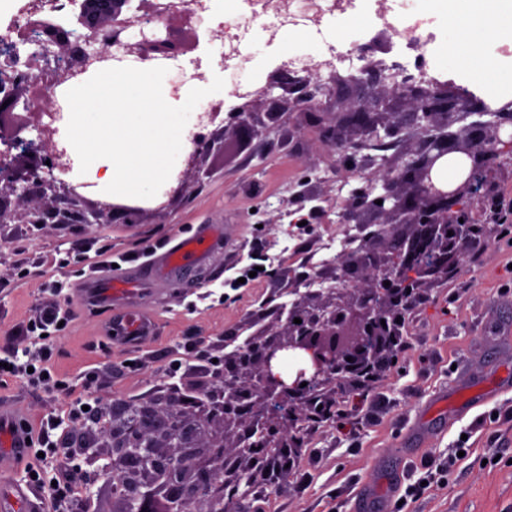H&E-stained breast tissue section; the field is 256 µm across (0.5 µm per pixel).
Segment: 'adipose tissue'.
<instances>
[{"label":"adipose tissue","instance_id":"1","mask_svg":"<svg viewBox=\"0 0 512 512\" xmlns=\"http://www.w3.org/2000/svg\"><path fill=\"white\" fill-rule=\"evenodd\" d=\"M410 10L427 13H447L448 17H464V26L449 24L447 45L433 58L435 68L454 71L462 65L465 56L480 58L482 67L469 78L479 85L489 100L504 94V86L512 76L503 63L486 50L487 39L512 43V10L503 9L501 0H408Z\"/></svg>","mask_w":512,"mask_h":512}]
</instances>
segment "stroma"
I'll list each match as a JSON object with an SVG mask.
<instances>
[{
    "instance_id": "35a3bbf8",
    "label": "stroma",
    "mask_w": 512,
    "mask_h": 512,
    "mask_svg": "<svg viewBox=\"0 0 512 512\" xmlns=\"http://www.w3.org/2000/svg\"><path fill=\"white\" fill-rule=\"evenodd\" d=\"M230 127L226 112L195 123L211 149L183 155L184 189L167 181L139 200L134 219L25 223L23 213L43 206L88 213L107 199L128 204L75 166L66 179L87 182L82 198L45 187L12 200V218L0 223V350L20 358L37 350L31 322L41 309L62 306L67 320L48 343L47 368L71 388L59 395L7 378L0 395L24 407L34 442L65 449L57 476L94 481L96 512H117L119 504L109 477L80 471L68 449L79 432L70 412L86 393L135 406L175 390L201 391L214 368L199 350L223 359L226 339L252 320L282 332L276 308L290 289L312 277L338 278L328 243L370 231L342 223L335 206L337 197L365 186L364 176L339 151L319 148L311 128L283 119L246 145ZM303 180L315 200L295 199ZM303 215L308 224L296 225ZM202 224L221 229L210 258L173 270L165 293L148 296L154 271L142 264L146 249L171 246ZM491 232V244L476 241L456 271L423 281L413 310L403 313L395 363L354 400L338 399L340 417L308 430L287 475L260 485L250 505L269 497L277 512H512V232L502 224ZM255 257L286 267V277L226 286ZM117 265L141 282L128 304L94 305L74 295L76 284ZM127 309L154 320L142 344L112 337ZM418 419L432 433L415 442L408 430ZM369 484L393 489L399 506L364 499Z\"/></svg>"
}]
</instances>
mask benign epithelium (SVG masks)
I'll return each mask as SVG.
<instances>
[{
	"mask_svg": "<svg viewBox=\"0 0 512 512\" xmlns=\"http://www.w3.org/2000/svg\"><path fill=\"white\" fill-rule=\"evenodd\" d=\"M55 10L64 16L55 20L42 11L40 0L29 2L19 38H37L39 49L27 55L23 72L13 67L15 55L0 54V222L11 217L9 195H24L28 185L46 182V171L71 168L62 162L66 150L54 141L53 113L61 107L43 100L45 81L68 85L112 59L108 46L79 44L77 31L105 33L109 46L146 61L175 59L194 50L197 31L206 25L201 10L162 0H139L136 8L131 0H67ZM384 69L382 61L369 69L381 88L368 100H350L334 111L318 96L358 78L334 71L327 82L309 71L302 77V95L288 102V115L311 125L320 146L346 151L398 134L390 99L407 102L413 111L414 146L379 161L363 160L368 188L351 194L341 211L346 224H358L360 214L369 213L378 229L336 255L338 287L292 289L291 306L279 307L284 331L270 337L263 331L250 334L224 356V371L214 375L216 387L191 406L171 394L143 404L129 427L114 429L97 419L87 427L79 456L94 471L109 475L113 488L123 490L122 512H144L146 502L158 500L168 512H224L226 484L244 488L239 499H247L272 477L278 460L291 461L299 454L300 425L328 419L336 391L347 382L362 383L389 361L399 335L396 320L425 278V268L447 273L448 258L464 255L473 243L478 190L492 171L512 162V139L500 136L501 125L512 119V101L489 112L492 119L457 133L451 128L468 111L469 95L450 96L437 82L388 85ZM22 90L27 91L24 98ZM266 95L265 89L252 92L234 112L237 132L266 134L269 125L254 111ZM44 115L50 122L31 120ZM31 126L37 138L21 137ZM449 154L467 157L471 167L464 180L443 184L435 167ZM135 212L102 202L89 217L36 209L29 221L102 224L116 213ZM394 224H406L409 231L395 236ZM296 318L302 323H294ZM103 438L111 441L112 452L101 451Z\"/></svg>",
	"mask_w": 512,
	"mask_h": 512,
	"instance_id": "1",
	"label": "benign epithelium"
}]
</instances>
